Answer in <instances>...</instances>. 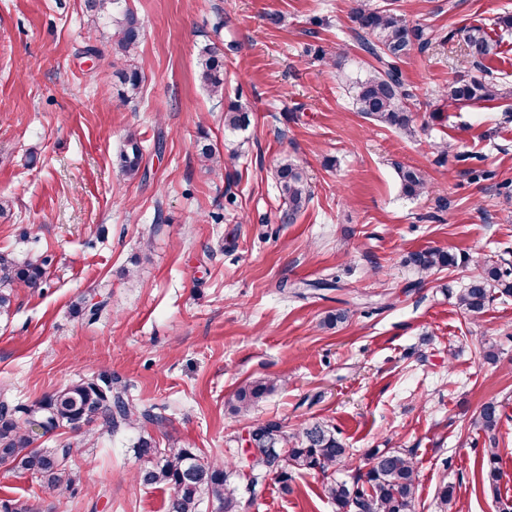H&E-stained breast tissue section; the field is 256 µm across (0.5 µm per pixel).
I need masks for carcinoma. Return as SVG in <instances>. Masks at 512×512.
I'll use <instances>...</instances> for the list:
<instances>
[{
  "instance_id": "1",
  "label": "carcinoma",
  "mask_w": 512,
  "mask_h": 512,
  "mask_svg": "<svg viewBox=\"0 0 512 512\" xmlns=\"http://www.w3.org/2000/svg\"><path fill=\"white\" fill-rule=\"evenodd\" d=\"M121 0H85V9L91 23L112 16V49L117 54L131 57L138 52L143 27L131 9L117 11ZM352 21L359 48L372 59L366 73L353 82L356 109L377 125L403 131L411 130L414 121L410 101L415 97L398 67L415 49H424L431 43L426 28L411 24L394 9H375L360 3L354 9ZM466 56L479 66L497 54V44L484 28L465 29ZM200 77L210 96L224 99V57L217 48L207 46L199 61ZM143 71L128 68L121 75L122 88L117 91L121 100L140 93ZM503 97L499 84L491 78L458 79L441 94L443 106L465 102H489ZM251 123L248 105L239 99L224 106V134L235 136ZM197 155L201 165L212 170L221 162V154L210 144L200 141ZM144 156L143 142L138 135H126L119 153L120 169L124 176L135 178L141 172ZM403 195L421 196L426 189L422 173L410 166H397ZM276 187L285 205L283 221L292 224L311 201V190L305 172L295 160L284 157L275 169ZM47 259L40 255L18 264L6 255H0V316L10 314L13 287L37 288L46 274ZM406 263L416 272L432 275L444 268L458 265L455 253L440 248H428L408 254ZM480 272L459 291L456 302L464 313L476 316L484 312L496 288L512 293L509 272L496 264L482 262ZM284 384L279 377H266L240 385L225 401L235 415L246 418L264 398ZM40 409L56 426L71 425L76 420L85 423L94 420L115 430L133 418L152 421L148 411H140L125 397V389L112 386V379L81 378L56 390L37 402ZM500 420L494 401L484 404L473 418L474 429L489 435L490 447L484 450L482 483L497 489L500 480L499 452L494 431ZM13 418L6 404L0 405V466L32 471L43 479L47 487L59 491H73L80 483L79 476L68 470L69 448H34L29 426ZM255 450L244 452L242 463L250 475L273 474L289 490L291 472L315 471L323 477L324 495L336 506V512H415L417 474L410 453L394 448L375 449L369 468L349 483L335 477L337 471L350 463V449L336 436L328 423L303 425L292 433L283 430L277 421L250 426ZM137 457L144 465L134 476L143 486L164 485L170 489L166 512H200L204 499L218 503L220 512H238L236 488L231 476L237 472L233 464L204 462L188 445L157 447L150 437L141 436L135 445Z\"/></svg>"
}]
</instances>
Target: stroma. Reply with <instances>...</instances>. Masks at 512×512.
Segmentation results:
<instances>
[{"label": "stroma", "instance_id": "stroma-1", "mask_svg": "<svg viewBox=\"0 0 512 512\" xmlns=\"http://www.w3.org/2000/svg\"><path fill=\"white\" fill-rule=\"evenodd\" d=\"M125 5L144 29L133 60L113 53L111 22L87 25L84 0H0V254L52 258L43 285L16 289L0 318V401L22 421L35 401L105 372L153 419L34 433L35 447L70 449L79 486L63 494L0 466V500L165 512L166 487L131 481L139 436L225 461L241 453L250 422L276 420L289 431L333 425L352 452L347 481L374 449L410 451L417 512H439L446 484L456 512L512 507V295L494 292L476 317L456 305L476 259L512 266V29L495 24L512 0H397L433 35L400 64L416 93L409 134L353 105L350 82L367 67L352 30L357 0ZM472 26L499 39L491 76L508 95L443 107L448 84L475 72L462 60ZM208 45L224 56L225 99L252 109L231 142L225 99L199 77ZM134 61L142 91L123 103L112 74ZM131 131L146 146L134 180L118 169ZM204 135L228 151L221 169L199 164ZM284 156L312 190L291 224L274 179ZM401 164L422 171L420 197L402 195ZM474 168L490 179L473 181ZM428 247L464 261L417 274L405 258ZM322 280L337 284L329 296L289 290ZM81 300L108 306L91 323L76 312ZM342 300L347 321L323 327ZM269 376L285 383L249 420L228 410L239 385ZM490 400L502 414L491 438L471 425ZM492 442L503 471L495 492L481 485ZM290 485L237 480L239 512H336L321 474L292 473Z\"/></svg>", "mask_w": 512, "mask_h": 512}]
</instances>
